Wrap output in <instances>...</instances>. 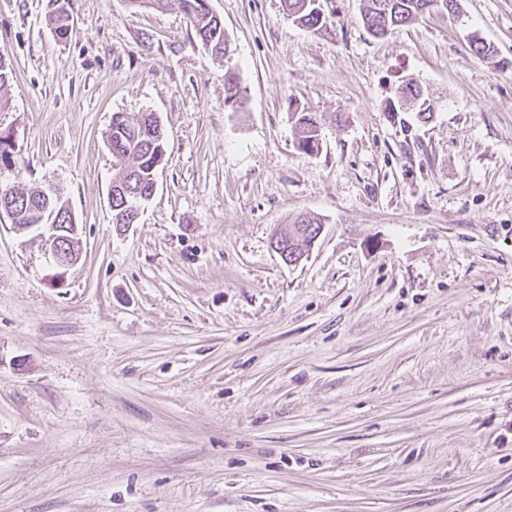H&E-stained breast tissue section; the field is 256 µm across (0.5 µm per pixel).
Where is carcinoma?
Returning a JSON list of instances; mask_svg holds the SVG:
<instances>
[{"instance_id": "carcinoma-1", "label": "carcinoma", "mask_w": 512, "mask_h": 512, "mask_svg": "<svg viewBox=\"0 0 512 512\" xmlns=\"http://www.w3.org/2000/svg\"><path fill=\"white\" fill-rule=\"evenodd\" d=\"M56 7L51 21L54 33L60 40L70 33V0H55ZM190 25L202 44L217 55L227 50L224 23L206 9L202 0H179ZM458 0H366L361 15L366 29L373 35H384L393 26L409 24L439 5L444 11L457 9ZM287 15L299 25L319 31L325 26V18L314 0H283ZM244 89L240 86L237 72L228 68L224 71V104L238 109L243 103ZM417 113L421 122L431 118L432 107L422 96L417 82L408 80L399 88L396 99L389 102L388 111ZM296 131L297 148L307 154L318 152L322 117L306 109L295 108L291 112ZM112 158L116 172L112 179V219L115 224H124L132 215L139 214L141 202L153 194L155 176L165 157L164 139L157 118L153 113L144 112L138 116L112 115L109 134ZM12 205L16 224H42L53 218V222L66 223L61 215L64 202L60 196L47 198L40 190L25 191L0 187V202ZM320 223L317 219L300 214L294 223L280 233L277 242L287 252L288 262L298 261L318 235Z\"/></svg>"}]
</instances>
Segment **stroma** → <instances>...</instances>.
Here are the masks:
<instances>
[{
    "instance_id": "1",
    "label": "stroma",
    "mask_w": 512,
    "mask_h": 512,
    "mask_svg": "<svg viewBox=\"0 0 512 512\" xmlns=\"http://www.w3.org/2000/svg\"><path fill=\"white\" fill-rule=\"evenodd\" d=\"M458 3L375 37L363 0L318 33L209 0L223 61L178 0H72L64 41L51 0H0V185L82 226L60 269L0 222V512H512V0ZM410 79L428 122L386 110ZM143 112L166 157L120 227L106 135ZM244 89L240 86L237 72L232 68L224 71V105L238 109L243 103ZM291 115V119H294L297 148L307 155L317 153L320 144L322 116H318L315 112H308L305 108L300 109L298 106L291 112ZM320 223L317 219L309 216L308 214H300L296 217L293 224H288V228L280 233L277 237V243L281 242L282 250L288 251V262H297L304 254L305 249L310 245L312 239L320 234ZM320 229V230H319ZM319 230V234L318 231ZM318 236L312 240L313 243ZM276 251L285 260L286 252L283 253L275 245Z\"/></svg>"
}]
</instances>
